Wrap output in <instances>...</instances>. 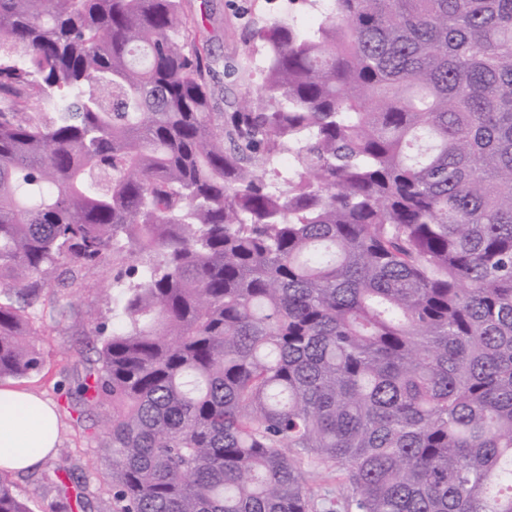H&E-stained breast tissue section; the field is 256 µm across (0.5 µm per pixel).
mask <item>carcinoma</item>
I'll list each match as a JSON object with an SVG mask.
<instances>
[{"label": "carcinoma", "mask_w": 512, "mask_h": 512, "mask_svg": "<svg viewBox=\"0 0 512 512\" xmlns=\"http://www.w3.org/2000/svg\"><path fill=\"white\" fill-rule=\"evenodd\" d=\"M190 28L0 0V381L50 273L120 254L108 512H512V0L283 16L230 112Z\"/></svg>", "instance_id": "cac0c4a2"}]
</instances>
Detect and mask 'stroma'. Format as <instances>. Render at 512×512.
I'll list each match as a JSON object with an SVG mask.
<instances>
[{
	"mask_svg": "<svg viewBox=\"0 0 512 512\" xmlns=\"http://www.w3.org/2000/svg\"><path fill=\"white\" fill-rule=\"evenodd\" d=\"M181 6L193 21L190 47L199 48L215 61V85L226 86L231 97L238 99L261 80L258 41L253 37L255 24L271 22L290 12L299 27L309 29L329 10L330 3L321 0L313 9L289 5L288 0H181ZM228 66L236 70L230 82L224 78ZM126 265L122 256L108 257L84 270V287L49 290L31 311L44 365L41 372L17 380L16 385L55 404L62 447L37 470L11 478L15 492L27 501L31 512H51L58 496L52 480L61 467L88 479L92 512H102L99 503L109 497L111 478L101 455L104 436L98 426L109 409L84 403L76 389L97 367L93 321L111 320L120 296L115 279Z\"/></svg>",
	"mask_w": 512,
	"mask_h": 512,
	"instance_id": "35a3bbf8",
	"label": "stroma"
}]
</instances>
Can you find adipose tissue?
Returning a JSON list of instances; mask_svg holds the SVG:
<instances>
[{"label":"adipose tissue","mask_w":512,"mask_h":512,"mask_svg":"<svg viewBox=\"0 0 512 512\" xmlns=\"http://www.w3.org/2000/svg\"><path fill=\"white\" fill-rule=\"evenodd\" d=\"M59 419L34 393L0 386V470L29 473L58 446Z\"/></svg>","instance_id":"adipose-tissue-1"}]
</instances>
